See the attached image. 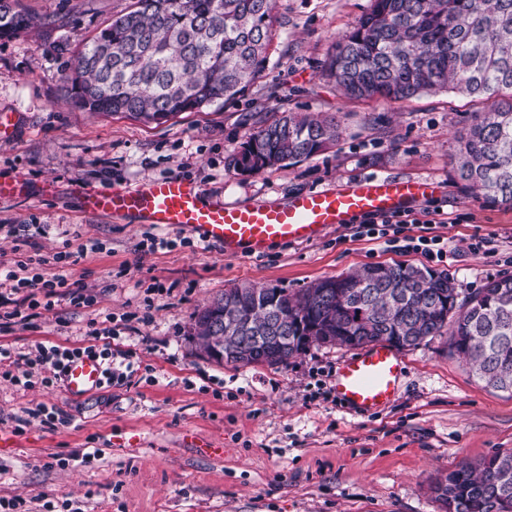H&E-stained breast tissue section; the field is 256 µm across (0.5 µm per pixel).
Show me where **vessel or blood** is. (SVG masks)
Masks as SVG:
<instances>
[{
	"label": "vessel or blood",
	"instance_id": "obj_1",
	"mask_svg": "<svg viewBox=\"0 0 512 512\" xmlns=\"http://www.w3.org/2000/svg\"><path fill=\"white\" fill-rule=\"evenodd\" d=\"M437 190L429 180L366 174L333 188L296 194L281 204L230 205L209 199L195 183L171 176L133 187L86 186L80 197L85 212L132 216L156 229H179L233 257L245 250L260 256L275 244L315 240L335 225L404 211L435 196ZM402 371L403 359L395 349L371 345L340 365L336 397L359 412L377 411L396 397ZM102 380L100 361L84 355L68 363L63 388L68 396L78 398L99 388Z\"/></svg>",
	"mask_w": 512,
	"mask_h": 512
}]
</instances>
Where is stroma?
Returning <instances> with one entry per match:
<instances>
[{
	"instance_id": "obj_1",
	"label": "stroma",
	"mask_w": 512,
	"mask_h": 512,
	"mask_svg": "<svg viewBox=\"0 0 512 512\" xmlns=\"http://www.w3.org/2000/svg\"><path fill=\"white\" fill-rule=\"evenodd\" d=\"M133 0H20L39 18L35 30L0 40V181L23 179L22 193L0 198V257L12 258L15 225L58 271L63 241H98L101 250L70 266L95 303L55 298L52 312L0 333L20 351L51 341L86 344L91 327L120 332L143 369L130 383L80 398L62 387L24 389L0 378V499L17 512H441L429 491L460 463L512 449V393L475 376L437 337L402 351L400 390L384 410L362 415L337 401L333 385L346 347L312 345L277 366L220 365L193 341L194 313L242 284L294 293L367 264H424L374 241L328 229L314 242L275 245L260 257L221 250L177 230L155 231L134 217L85 212L82 186L132 187L180 176L232 205L282 203L363 174L431 178L449 255L440 271L468 296L512 275V207L493 204L454 179V134L476 106L446 92L411 100H347L322 76L338 33L370 0H274L268 59L234 101L145 124L98 115L68 102L61 80L96 31ZM285 112L341 119L333 148L260 174L233 158L260 122ZM169 245L151 249L152 235ZM486 249L473 252V239ZM70 419L55 429L16 419L37 404ZM100 449L90 463L72 453ZM69 464L48 467L50 455Z\"/></svg>"
}]
</instances>
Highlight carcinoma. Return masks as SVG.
<instances>
[{"label": "carcinoma", "instance_id": "1", "mask_svg": "<svg viewBox=\"0 0 512 512\" xmlns=\"http://www.w3.org/2000/svg\"><path fill=\"white\" fill-rule=\"evenodd\" d=\"M272 0H136L100 29L63 73L73 103L92 113L162 124L180 112L228 102L267 61ZM32 24L19 0H0V40ZM322 73L352 100L404 101L452 92L494 107L475 112L456 138L460 180L512 206V0H371L334 41ZM341 120L288 112L249 134L233 159L242 173L282 168L340 139ZM232 316L213 329L221 303ZM293 341L270 344L276 313ZM448 336L451 354L487 385L512 392V277L459 298L448 274L373 264L291 294L242 285L195 314L201 354L237 366L280 365L311 344L398 350ZM224 337V355L213 353ZM443 512H512V450L465 462L430 487Z\"/></svg>", "mask_w": 512, "mask_h": 512}]
</instances>
